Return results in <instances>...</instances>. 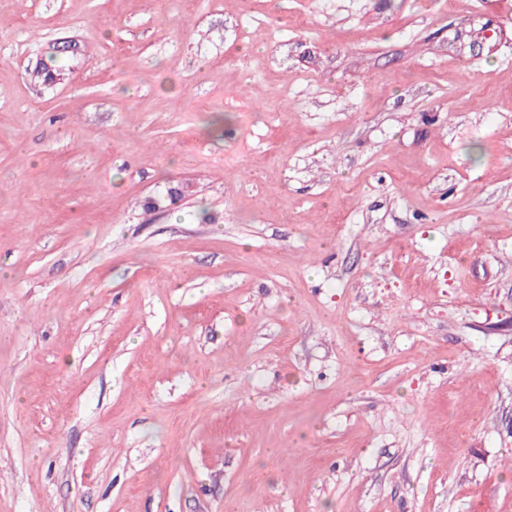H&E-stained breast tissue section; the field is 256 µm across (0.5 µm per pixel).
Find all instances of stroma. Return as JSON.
Here are the masks:
<instances>
[{
  "label": "stroma",
  "instance_id": "stroma-1",
  "mask_svg": "<svg viewBox=\"0 0 512 512\" xmlns=\"http://www.w3.org/2000/svg\"><path fill=\"white\" fill-rule=\"evenodd\" d=\"M0 18V512H512L511 11Z\"/></svg>",
  "mask_w": 512,
  "mask_h": 512
}]
</instances>
